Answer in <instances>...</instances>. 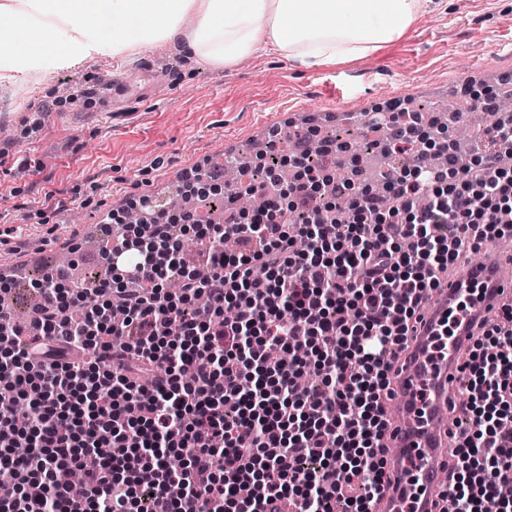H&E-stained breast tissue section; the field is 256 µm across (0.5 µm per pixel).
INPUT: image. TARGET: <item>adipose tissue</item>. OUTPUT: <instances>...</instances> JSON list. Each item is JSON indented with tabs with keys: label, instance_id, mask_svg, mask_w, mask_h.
I'll list each match as a JSON object with an SVG mask.
<instances>
[{
	"label": "adipose tissue",
	"instance_id": "adipose-tissue-1",
	"mask_svg": "<svg viewBox=\"0 0 512 512\" xmlns=\"http://www.w3.org/2000/svg\"><path fill=\"white\" fill-rule=\"evenodd\" d=\"M423 0H0V84L45 81L96 57L181 45L216 68L264 47L309 66L404 36Z\"/></svg>",
	"mask_w": 512,
	"mask_h": 512
}]
</instances>
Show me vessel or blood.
Masks as SVG:
<instances>
[{"mask_svg":"<svg viewBox=\"0 0 512 512\" xmlns=\"http://www.w3.org/2000/svg\"><path fill=\"white\" fill-rule=\"evenodd\" d=\"M512 292V252L489 247L476 262L462 264L421 310L418 334L397 365L392 403L387 406L389 448L383 486L371 512H438L446 490L443 464L449 459L448 414L457 398L460 352L476 325L493 319L505 294ZM468 310H460L461 302ZM457 313L447 350H430L450 313Z\"/></svg>","mask_w":512,"mask_h":512,"instance_id":"vessel-or-blood-1","label":"vessel or blood"}]
</instances>
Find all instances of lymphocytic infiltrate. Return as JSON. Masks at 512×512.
I'll return each mask as SVG.
<instances>
[{"label": "lymphocytic infiltrate", "instance_id": "1", "mask_svg": "<svg viewBox=\"0 0 512 512\" xmlns=\"http://www.w3.org/2000/svg\"><path fill=\"white\" fill-rule=\"evenodd\" d=\"M385 147L416 153L382 191L335 174L250 182L264 199L250 221L220 224L196 209L164 221L139 197L147 245L112 244L124 214L103 221L102 269L65 292L33 283L31 322L0 312V512H131L145 493L171 512H369L385 479V397L411 322L440 276L512 235V119L495 123L499 155L460 168L422 115L395 107L374 121ZM195 233L207 277L178 241ZM125 319L113 324V311ZM319 389L302 393V369ZM467 425L444 499L457 512H512V304L462 356ZM29 400L33 419L18 426ZM71 495L67 474L97 449ZM182 459L170 467V455Z\"/></svg>", "mask_w": 512, "mask_h": 512}]
</instances>
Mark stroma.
I'll use <instances>...</instances> for the list:
<instances>
[{
    "label": "stroma",
    "instance_id": "obj_1",
    "mask_svg": "<svg viewBox=\"0 0 512 512\" xmlns=\"http://www.w3.org/2000/svg\"><path fill=\"white\" fill-rule=\"evenodd\" d=\"M488 86L512 90V0H428L405 36L337 64L261 50L217 69L178 47L90 60L35 96L1 90L11 136L0 138V268L21 270L14 298L32 308L45 258L64 249L73 276L98 271L100 256L81 248L85 225L195 168H223L227 153L287 157L281 138L257 148L261 127L297 132L319 113V138L373 143L377 133L350 115L384 95L427 118L447 109L474 132L473 98Z\"/></svg>",
    "mask_w": 512,
    "mask_h": 512
}]
</instances>
